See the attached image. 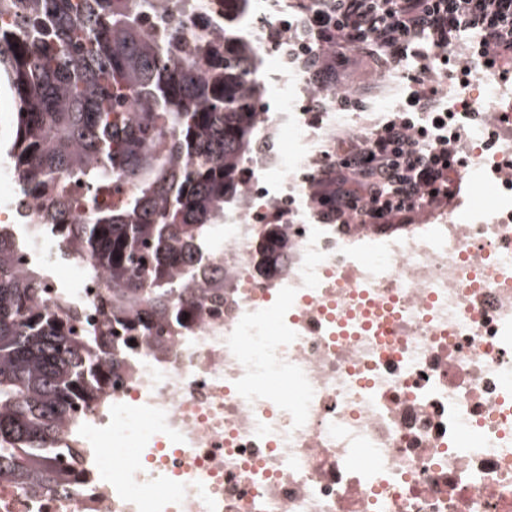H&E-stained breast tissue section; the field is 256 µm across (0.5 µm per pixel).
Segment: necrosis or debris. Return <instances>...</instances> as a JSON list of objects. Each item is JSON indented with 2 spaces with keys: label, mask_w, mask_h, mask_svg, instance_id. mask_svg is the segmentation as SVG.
Masks as SVG:
<instances>
[{
  "label": "necrosis or debris",
  "mask_w": 512,
  "mask_h": 512,
  "mask_svg": "<svg viewBox=\"0 0 512 512\" xmlns=\"http://www.w3.org/2000/svg\"><path fill=\"white\" fill-rule=\"evenodd\" d=\"M245 34L279 85L260 107L262 158L247 205L208 257L228 286L190 331L144 342L119 384L64 423L84 475L68 491L0 481V512H512V85L475 75L444 100L467 140L459 167L485 200L426 224H325L307 190L329 133L295 110L281 0H255ZM494 121L468 122L476 100ZM0 222L24 264L45 268L78 327L98 332L103 277L64 257L36 224L38 195L0 166ZM23 199V208L13 206ZM278 218L282 272L254 271V241Z\"/></svg>",
  "instance_id": "1"
}]
</instances>
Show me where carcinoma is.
Here are the masks:
<instances>
[{
	"label": "carcinoma",
	"instance_id": "cac0c4a2",
	"mask_svg": "<svg viewBox=\"0 0 512 512\" xmlns=\"http://www.w3.org/2000/svg\"><path fill=\"white\" fill-rule=\"evenodd\" d=\"M224 7V35L169 26L172 0H0V86L14 102L4 158L39 194L47 226L90 277L105 278L102 330L45 303L43 271L16 262L0 229V480L66 488L61 425L89 408L141 343L162 344L224 303V279L199 257L242 206L264 95L254 46L234 33L251 0ZM79 206L87 224H69ZM281 225L263 226L255 271L280 272Z\"/></svg>",
	"mask_w": 512,
	"mask_h": 512
}]
</instances>
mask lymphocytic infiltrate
Here are the masks:
<instances>
[{"label":"lymphocytic infiltrate","mask_w":512,"mask_h":512,"mask_svg":"<svg viewBox=\"0 0 512 512\" xmlns=\"http://www.w3.org/2000/svg\"><path fill=\"white\" fill-rule=\"evenodd\" d=\"M287 25V31L273 33V41L294 34L299 65L328 49L324 75L336 85L354 49L395 64L405 55H421L419 42L425 39L447 72L454 69L450 48L465 32L477 36L472 55L479 65L512 53V0H293ZM452 153L438 89L411 92L370 138L321 166L318 202L326 208L325 219L352 215L364 224H390L448 199Z\"/></svg>","instance_id":"lymphocytic-infiltrate-1"}]
</instances>
